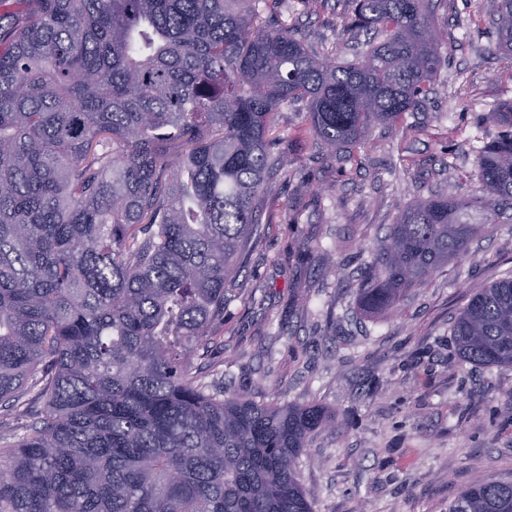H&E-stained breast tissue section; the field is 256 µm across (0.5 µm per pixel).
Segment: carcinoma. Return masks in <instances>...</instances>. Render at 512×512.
<instances>
[{"label": "carcinoma", "mask_w": 512, "mask_h": 512, "mask_svg": "<svg viewBox=\"0 0 512 512\" xmlns=\"http://www.w3.org/2000/svg\"><path fill=\"white\" fill-rule=\"evenodd\" d=\"M285 0H0V409L37 421L0 446V512H313L297 463L333 422L258 403L197 366L221 340L228 285L287 165L297 104L328 157L361 164L368 131L408 123L445 63L434 0H351L331 61L264 15ZM512 57V0H494ZM476 161L480 189L402 208L356 284L396 309L512 211V101ZM460 360L512 367V277L451 326ZM448 512H512V483Z\"/></svg>", "instance_id": "obj_1"}]
</instances>
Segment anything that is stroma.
Returning a JSON list of instances; mask_svg holds the SVG:
<instances>
[{"label": "stroma", "mask_w": 512, "mask_h": 512, "mask_svg": "<svg viewBox=\"0 0 512 512\" xmlns=\"http://www.w3.org/2000/svg\"><path fill=\"white\" fill-rule=\"evenodd\" d=\"M492 5L438 0L446 64L436 101L420 116L425 128L403 136L375 126L360 167L301 138L298 108L280 116L293 175L272 183L261 242L228 291L224 346L208 372L254 401L316 404L334 417L299 462L314 512H448L465 487L512 481V368L459 361L450 334L475 287L512 276V223L475 238L398 309L364 315L354 288L401 208L438 190L454 197L477 186L469 174L497 132L484 116L512 100V61L488 24L469 23ZM288 7L309 46L353 59L356 40L337 38L343 0ZM305 175L332 191L285 224ZM306 244L319 247L316 261L301 262Z\"/></svg>", "instance_id": "obj_1"}]
</instances>
